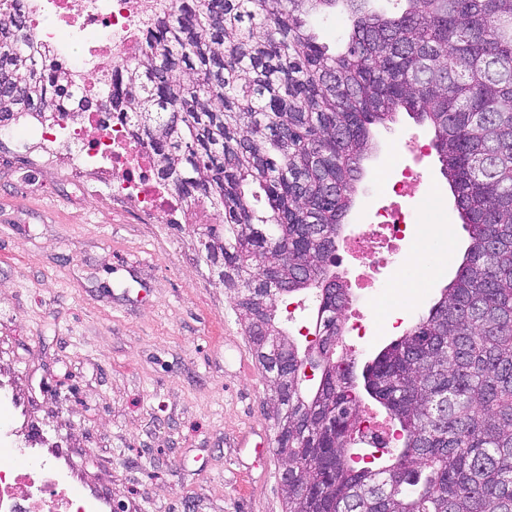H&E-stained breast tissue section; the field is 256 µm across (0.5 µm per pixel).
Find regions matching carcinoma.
Returning <instances> with one entry per match:
<instances>
[{
  "mask_svg": "<svg viewBox=\"0 0 512 512\" xmlns=\"http://www.w3.org/2000/svg\"><path fill=\"white\" fill-rule=\"evenodd\" d=\"M372 2L173 0L141 59L89 97L69 91L11 0L0 126L21 112H120L179 200L218 210L207 259L237 290L269 375L288 512H512V0H398L391 14ZM329 13L347 21L338 53L309 22ZM402 111L433 127L470 244L438 300L362 372L400 445L361 466L339 352L349 293L329 266L371 127ZM305 290L320 343L304 350L276 302Z\"/></svg>",
  "mask_w": 512,
  "mask_h": 512,
  "instance_id": "1",
  "label": "carcinoma"
}]
</instances>
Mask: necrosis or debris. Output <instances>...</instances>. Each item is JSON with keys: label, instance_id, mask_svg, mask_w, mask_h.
I'll list each match as a JSON object with an SVG mask.
<instances>
[{"label": "necrosis or debris", "instance_id": "necrosis-or-debris-1", "mask_svg": "<svg viewBox=\"0 0 512 512\" xmlns=\"http://www.w3.org/2000/svg\"><path fill=\"white\" fill-rule=\"evenodd\" d=\"M171 0H27L30 34L75 77L74 87L90 92L97 82L137 61L151 20L169 10ZM86 139L82 153L64 155L62 139ZM19 151L34 152L58 164L80 187L96 182L114 197L131 202L145 215L162 212L172 224L183 215L169 187L154 175L152 153L117 112H54L45 117L20 114L7 129ZM427 148L417 135H401L390 161L376 172L363 210L364 223L352 225L336 248V262L353 302L344 311L345 326L362 348L373 337L371 312L401 279L411 244L426 239L425 207L413 202L424 181ZM0 512H97L93 501L71 485L69 477L39 448L20 447L0 432Z\"/></svg>", "mask_w": 512, "mask_h": 512}]
</instances>
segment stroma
Returning a JSON list of instances; mask_svg holds the SVG:
<instances>
[{"mask_svg":"<svg viewBox=\"0 0 512 512\" xmlns=\"http://www.w3.org/2000/svg\"><path fill=\"white\" fill-rule=\"evenodd\" d=\"M431 141L407 114L371 130L346 223L401 133ZM428 197L453 260L418 295L393 291L374 321V357L454 277L469 243L436 153ZM218 219L191 207L183 224L86 199L63 170L23 157L0 134V384L17 403L16 441L42 431L72 484L102 512H287L283 460L255 359L231 291L205 258Z\"/></svg>","mask_w":512,"mask_h":512,"instance_id":"35a3bbf8","label":"stroma"}]
</instances>
